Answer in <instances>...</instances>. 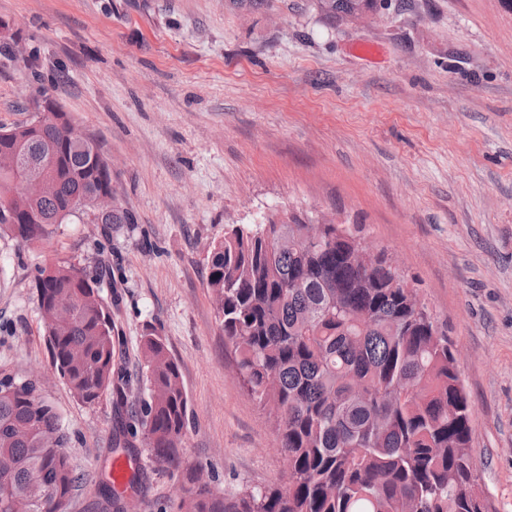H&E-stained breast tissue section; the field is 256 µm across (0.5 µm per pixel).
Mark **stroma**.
Returning a JSON list of instances; mask_svg holds the SVG:
<instances>
[{
  "label": "stroma",
  "instance_id": "35a3bbf8",
  "mask_svg": "<svg viewBox=\"0 0 512 512\" xmlns=\"http://www.w3.org/2000/svg\"><path fill=\"white\" fill-rule=\"evenodd\" d=\"M376 0L334 20L315 0H0V125L51 95L112 162L128 224L0 237V371L49 378L89 512L114 459L135 512H172L175 473L137 421L142 337L157 334L189 396L183 464L233 496L280 484L273 421L241 385L207 286L227 222L357 225L414 285L457 355L476 488L512 512V0ZM376 46L368 60L356 46ZM93 271L121 374L95 405L48 354L36 269Z\"/></svg>",
  "mask_w": 512,
  "mask_h": 512
}]
</instances>
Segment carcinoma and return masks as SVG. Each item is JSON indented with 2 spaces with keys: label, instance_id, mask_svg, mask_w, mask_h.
Returning <instances> with one entry per match:
<instances>
[{
  "label": "carcinoma",
  "instance_id": "1",
  "mask_svg": "<svg viewBox=\"0 0 512 512\" xmlns=\"http://www.w3.org/2000/svg\"><path fill=\"white\" fill-rule=\"evenodd\" d=\"M330 18L374 0H317ZM65 112H39L0 129V158L44 157L54 194L34 196L0 166V234L43 242L73 213L75 198L98 224H126L116 205L98 214L93 196L112 190L94 140L68 136ZM353 240L329 224L313 239L299 220L230 224L208 255V287L244 387L272 418L288 460L280 486L233 499L181 476L176 512H487L475 489L471 407L448 335L385 258L368 275L351 262ZM38 302L52 364L70 393L94 405L112 389V322L101 285L72 264L39 270ZM141 351L150 387L143 441L160 466L181 467L189 399L160 336ZM0 380V512H56L79 482L69 436L29 378Z\"/></svg>",
  "mask_w": 512,
  "mask_h": 512
}]
</instances>
